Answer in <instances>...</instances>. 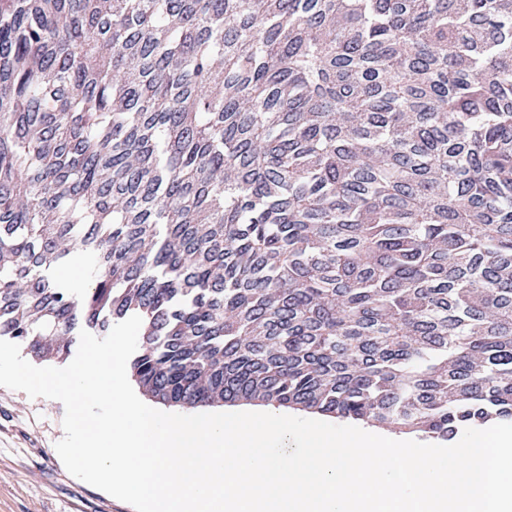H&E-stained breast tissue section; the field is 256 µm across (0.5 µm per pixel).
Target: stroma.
<instances>
[{
    "label": "stroma",
    "instance_id": "35a3bbf8",
    "mask_svg": "<svg viewBox=\"0 0 512 512\" xmlns=\"http://www.w3.org/2000/svg\"><path fill=\"white\" fill-rule=\"evenodd\" d=\"M63 417L59 401L0 386V512H134L66 470Z\"/></svg>",
    "mask_w": 512,
    "mask_h": 512
}]
</instances>
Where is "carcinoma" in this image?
Returning <instances> with one entry per match:
<instances>
[{
    "label": "carcinoma",
    "mask_w": 512,
    "mask_h": 512,
    "mask_svg": "<svg viewBox=\"0 0 512 512\" xmlns=\"http://www.w3.org/2000/svg\"><path fill=\"white\" fill-rule=\"evenodd\" d=\"M133 315L169 406L512 418V0H0V339Z\"/></svg>",
    "instance_id": "cac0c4a2"
}]
</instances>
